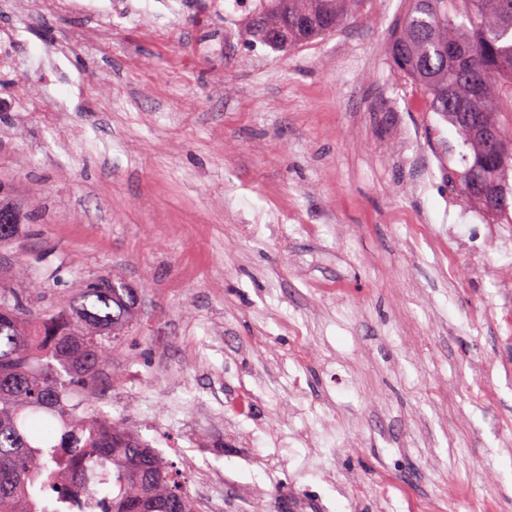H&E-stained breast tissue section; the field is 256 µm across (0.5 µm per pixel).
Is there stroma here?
I'll use <instances>...</instances> for the list:
<instances>
[{"mask_svg": "<svg viewBox=\"0 0 512 512\" xmlns=\"http://www.w3.org/2000/svg\"><path fill=\"white\" fill-rule=\"evenodd\" d=\"M231 2L0 0V35L24 30L0 185L30 217L0 282L32 311L139 289L92 404L194 457L188 492L216 479L223 512L255 485L268 512H512V258L463 252L448 280L471 202L455 132L387 54L407 0L286 52L228 28Z\"/></svg>", "mask_w": 512, "mask_h": 512, "instance_id": "35a3bbf8", "label": "stroma"}]
</instances>
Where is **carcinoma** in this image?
I'll use <instances>...</instances> for the list:
<instances>
[{
    "instance_id": "carcinoma-1",
    "label": "carcinoma",
    "mask_w": 512,
    "mask_h": 512,
    "mask_svg": "<svg viewBox=\"0 0 512 512\" xmlns=\"http://www.w3.org/2000/svg\"><path fill=\"white\" fill-rule=\"evenodd\" d=\"M361 0H260L247 33L286 51L335 32ZM392 63L460 139L461 192L512 223V0H409ZM496 137L490 152L485 130ZM17 236L26 216L0 201ZM73 314H31L0 285V512H195L173 464L116 421L78 411L139 316V292L97 280Z\"/></svg>"
}]
</instances>
